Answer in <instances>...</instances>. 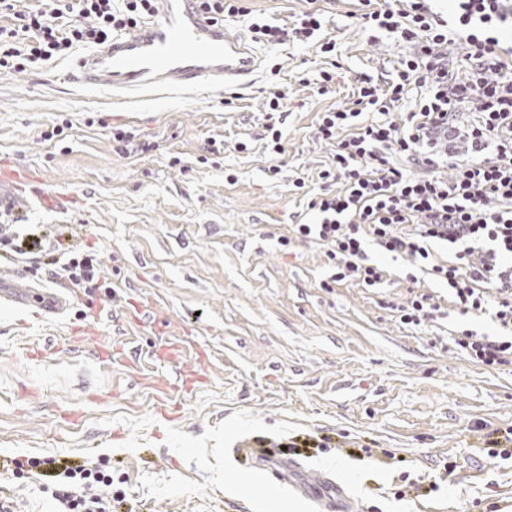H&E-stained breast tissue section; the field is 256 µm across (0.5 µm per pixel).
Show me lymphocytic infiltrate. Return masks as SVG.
I'll return each mask as SVG.
<instances>
[{"label": "lymphocytic infiltrate", "mask_w": 512, "mask_h": 512, "mask_svg": "<svg viewBox=\"0 0 512 512\" xmlns=\"http://www.w3.org/2000/svg\"><path fill=\"white\" fill-rule=\"evenodd\" d=\"M212 20H246L256 40L314 46L336 54L321 8L279 26L248 0H202ZM372 38L387 36L412 51L387 74L357 73L351 104L321 112L319 138L334 149L319 171L322 192L307 207L315 220L294 225L317 241L334 266L331 279L362 288L387 282L368 248L399 255L446 284L449 304L408 291L386 307L410 328L444 321L449 308L490 316L496 336L471 329L455 344L475 363L512 366V0H357ZM155 0H47L21 8L0 0V74L56 61L137 25ZM52 488L59 512H112V478L100 466L49 458L31 463Z\"/></svg>", "instance_id": "obj_1"}]
</instances>
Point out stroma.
Listing matches in <instances>:
<instances>
[{
  "instance_id": "1",
  "label": "stroma",
  "mask_w": 512,
  "mask_h": 512,
  "mask_svg": "<svg viewBox=\"0 0 512 512\" xmlns=\"http://www.w3.org/2000/svg\"><path fill=\"white\" fill-rule=\"evenodd\" d=\"M323 7L340 69L320 98L308 82L323 59L296 44L261 45L267 69L230 107L206 88L115 99L69 80L72 59L0 75V169L25 178L23 223L93 247L112 284L71 290L52 318L0 305V499L12 512H52L26 465L48 457L103 463L114 512H319L329 497L341 512H512V465L482 451L512 426V369L473 363L452 335L493 333L490 319L454 310L435 335L408 328L383 307L405 293L407 262L377 288L336 284L324 249L292 236L307 204L294 180L318 187L332 160L318 112L401 56L368 41L351 0ZM273 85L287 109L274 178L269 154L236 147L261 133ZM64 119L66 140H44ZM118 128L156 150L118 154ZM213 138L223 153L198 163ZM63 283L42 252L0 272L5 293Z\"/></svg>"
}]
</instances>
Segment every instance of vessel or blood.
I'll list each match as a JSON object with an SVG mask.
<instances>
[{"label": "vessel or blood", "instance_id": "vessel-or-blood-1", "mask_svg": "<svg viewBox=\"0 0 512 512\" xmlns=\"http://www.w3.org/2000/svg\"><path fill=\"white\" fill-rule=\"evenodd\" d=\"M264 66L251 41L212 21L196 0H157L150 18L80 58L75 79L119 98L185 97L204 85L220 92L246 89Z\"/></svg>", "mask_w": 512, "mask_h": 512}]
</instances>
